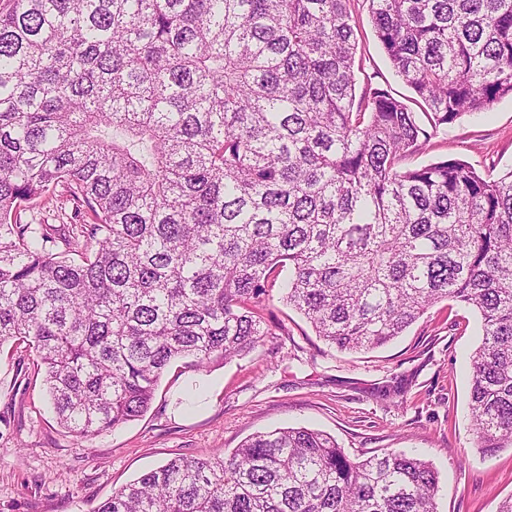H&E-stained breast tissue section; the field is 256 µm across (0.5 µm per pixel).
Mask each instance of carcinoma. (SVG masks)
<instances>
[{"label": "carcinoma", "mask_w": 512, "mask_h": 512, "mask_svg": "<svg viewBox=\"0 0 512 512\" xmlns=\"http://www.w3.org/2000/svg\"><path fill=\"white\" fill-rule=\"evenodd\" d=\"M0 9V342L27 343L60 425L142 416L175 361L267 335L282 300L340 351L434 303L473 306L470 405L512 447V169L408 168L438 132L512 97V0H364L422 113L368 81L357 0H10ZM72 223L34 224L46 197ZM404 452L350 460L308 428L178 457L97 512H435Z\"/></svg>", "instance_id": "cac0c4a2"}]
</instances>
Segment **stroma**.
Returning <instances> with one entry per match:
<instances>
[{
	"mask_svg": "<svg viewBox=\"0 0 512 512\" xmlns=\"http://www.w3.org/2000/svg\"><path fill=\"white\" fill-rule=\"evenodd\" d=\"M357 54L365 75L403 99L368 11ZM457 159L478 171L512 169V98L463 116L408 159ZM268 330L249 353L193 371L173 364L150 409L91 439L57 422L26 344L0 345V512H95L113 490L168 459L231 452L248 436L306 427L335 438L351 459L403 451L438 473L436 512H497L512 497V449L476 447L468 357L482 338L472 307L443 300L390 344L344 352L317 337L273 288L258 307Z\"/></svg>",
	"mask_w": 512,
	"mask_h": 512,
	"instance_id": "35a3bbf8",
	"label": "stroma"
}]
</instances>
